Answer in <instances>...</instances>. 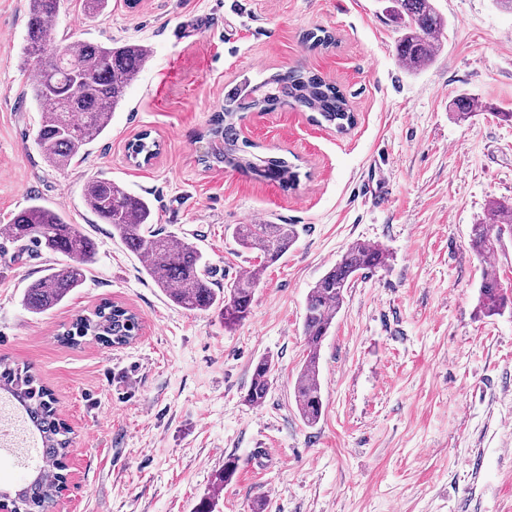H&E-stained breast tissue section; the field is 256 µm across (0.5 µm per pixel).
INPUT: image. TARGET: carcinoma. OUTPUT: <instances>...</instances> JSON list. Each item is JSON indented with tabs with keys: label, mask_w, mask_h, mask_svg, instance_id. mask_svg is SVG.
Wrapping results in <instances>:
<instances>
[{
	"label": "carcinoma",
	"mask_w": 512,
	"mask_h": 512,
	"mask_svg": "<svg viewBox=\"0 0 512 512\" xmlns=\"http://www.w3.org/2000/svg\"><path fill=\"white\" fill-rule=\"evenodd\" d=\"M60 2L28 0L24 50L28 58L39 63L31 85L32 98L40 112L37 144L49 166L64 170L107 131L126 88L149 58V50L135 42L115 46L89 40L55 42L51 35ZM390 2L389 11L402 30L398 57L415 67L431 62L445 28V19L433 0ZM287 101L315 112V122L332 126L338 133L356 122L346 96L336 84L302 68L276 72L255 85L247 81L234 85L224 94L223 112L215 115L208 130V136L221 142L222 147L206 159L225 162L285 188L295 186L298 173L288 160L249 152L250 143L239 141L244 112L266 111ZM473 107L474 100L464 94L452 103L459 120L471 117ZM84 197L92 212L111 225L112 236L139 258L144 273L175 305L188 311L217 309L226 328L248 317L255 288L265 270L284 257L297 238L293 224L234 225L232 235L237 244L260 254V263L234 277L229 287L222 289L215 287L211 266L197 244L153 228V206L146 198L102 178L87 181ZM506 233L512 234V205L492 202L485 221L471 225V248L481 258L490 256ZM6 238L21 249L33 246L68 259L59 268L45 270L24 290L22 305L35 315L60 305L82 287L96 256L95 242L78 225L68 223L60 210L36 201L13 216ZM389 259V253L375 245L354 242L311 289L303 321L306 357L294 385L299 414L309 426L316 425L322 415L320 352L344 293L356 277L386 266ZM510 303L512 289L502 283L496 272H484L479 287L480 312L497 315ZM138 332L139 320L134 312L105 302L90 316H76L62 339L75 344L82 337L93 336L104 344L119 346L130 343ZM271 372L269 358L256 361L245 396L249 405H264ZM0 390L21 407L22 413L14 416L25 437L37 439L40 450L39 458L29 468L35 476L14 491L8 508L10 512H48L64 483L63 471L71 445L68 428L60 418L54 394L37 384L29 369L9 367L0 372Z\"/></svg>",
	"instance_id": "cac0c4a2"
}]
</instances>
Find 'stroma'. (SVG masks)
<instances>
[{"label": "stroma", "mask_w": 512, "mask_h": 512, "mask_svg": "<svg viewBox=\"0 0 512 512\" xmlns=\"http://www.w3.org/2000/svg\"><path fill=\"white\" fill-rule=\"evenodd\" d=\"M28 0H0V225L39 200L96 244L85 283L34 315L21 298L49 252H0V358L50 388L72 444V477L53 512H512V309L478 310L482 275L512 285V236L492 259L470 247L490 202L512 203V13L495 0H434L447 26L426 66L396 53L383 0H110L98 16L61 0L55 38L150 49L108 134L64 170L35 143L27 97ZM324 29L336 42L312 46ZM302 67L335 82L356 116L339 133L283 104L247 112L241 136L295 165L291 190L221 163H202L225 87ZM474 100L465 121L452 111ZM149 132L150 164L128 141ZM106 178L149 199L161 230L195 242L217 287L259 264L239 247L245 220L292 224L297 241L264 273L246 320L171 303L84 199ZM387 250L359 277L326 336L323 413L301 419L294 382L306 356L307 295L353 242ZM141 330L110 347L64 345L76 313L103 301ZM274 362L265 404L244 396L254 363ZM234 460L230 482L218 484Z\"/></svg>", "instance_id": "1"}]
</instances>
